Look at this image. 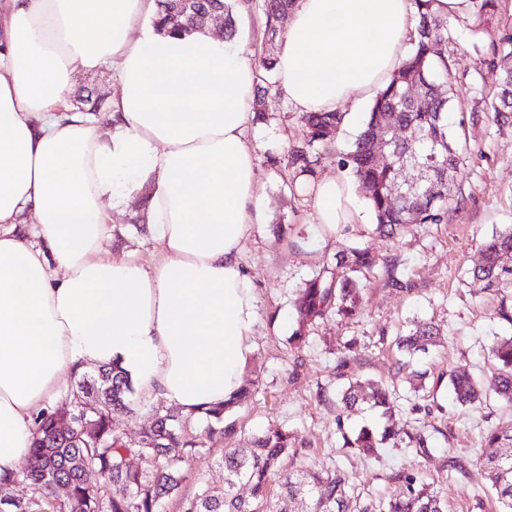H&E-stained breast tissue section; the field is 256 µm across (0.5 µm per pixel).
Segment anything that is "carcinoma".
Returning a JSON list of instances; mask_svg holds the SVG:
<instances>
[{
  "instance_id": "cac0c4a2",
  "label": "carcinoma",
  "mask_w": 512,
  "mask_h": 512,
  "mask_svg": "<svg viewBox=\"0 0 512 512\" xmlns=\"http://www.w3.org/2000/svg\"><path fill=\"white\" fill-rule=\"evenodd\" d=\"M415 15L412 49L387 85L380 90L368 112L363 129L339 165L348 170L358 191L372 210L376 232L393 238L411 224H443L448 215V196L459 163V135L448 130V110L455 101V88L448 82L447 46L453 32L448 18L433 9L435 0H410ZM250 9L265 19V29L276 38L279 22L295 0H248ZM239 0H159L157 23L171 32L190 34L204 31L206 17L224 16V36L237 31ZM269 88H257L253 102L254 120L265 119ZM486 110L497 119L512 120V68L504 69L501 90L484 100ZM345 113L307 112L301 116L303 140L290 147L292 164L304 174L314 173L313 152L326 136L344 123ZM388 133V151L395 153L386 164L374 156L378 131ZM482 263L469 270L492 292L512 284V226L498 231L482 244ZM382 259L355 249L348 259L337 260L342 272L325 270L306 283L295 302L297 327L288 343L305 338L306 327L317 318L334 313L341 318L356 314L361 276L370 273ZM440 340L439 328L424 320L414 322L409 332L397 338L400 350L411 355L427 353ZM491 352L496 394L512 402V336L494 340ZM448 383L456 401L474 405L481 392L468 368L450 373ZM135 388L121 368L99 366L77 374L67 393L77 415L70 433L55 428V408L44 409L34 421L32 443L25 468L11 480L29 488L25 512H161L171 496L178 498L179 512H446V502L421 470L399 472L395 479L403 490L389 499L363 501L350 491L337 468L314 470L299 467L279 470L283 456L297 453L298 436L279 427L250 434L242 448L224 451V486L201 484L194 494H181L185 476L181 463L201 454L206 443L235 430L227 418L233 407L250 394L243 386L230 404L204 410L198 420L203 434H185L193 417L174 405H159L153 421L138 440L123 439L112 428V416L129 409ZM395 392L381 383L355 382L341 393L338 403L346 412L363 405L382 409L387 424L382 429L363 426L352 433L341 431L343 446L365 456H377L386 445H404L416 455L432 457L431 436L418 430L401 436L392 423ZM483 451L476 463L504 512H512V425L496 427L484 436ZM137 457L144 466L133 468L127 459ZM95 470L100 482L90 484L87 470ZM62 484L68 497L57 500L50 486ZM250 496L239 493L240 486Z\"/></svg>"
}]
</instances>
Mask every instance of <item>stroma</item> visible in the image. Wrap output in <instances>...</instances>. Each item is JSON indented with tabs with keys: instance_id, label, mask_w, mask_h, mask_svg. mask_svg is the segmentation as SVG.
<instances>
[{
	"instance_id": "1",
	"label": "stroma",
	"mask_w": 512,
	"mask_h": 512,
	"mask_svg": "<svg viewBox=\"0 0 512 512\" xmlns=\"http://www.w3.org/2000/svg\"><path fill=\"white\" fill-rule=\"evenodd\" d=\"M452 25L449 78L458 103L448 114V125L460 134L462 160L454 174L447 223L416 225L386 239L374 233V215L359 197L353 223L339 226L334 236L323 235L311 185L327 173L350 181L338 157L361 131L368 103L344 105L351 118L329 135L319 150L315 173L308 177L287 160L288 145L301 141L304 132L299 112L284 95L270 99L267 120L248 128L264 218L241 256L242 270L259 297L254 352L244 369L255 392L232 412L235 432L225 434L207 453L185 459L183 492H196L203 481L223 484L219 459L225 449L243 447L248 433L279 426L297 432L304 443L301 459H283V469L301 462L312 468L334 465L357 493L369 497L398 493L396 473L419 463L446 499L447 512H501L475 459L484 433L512 420V403L494 391L496 360L490 350L496 337L512 334V324L499 316L502 296L511 294L512 286L500 294L487 291L466 270L480 263L485 239L512 225V124L498 122L479 98L480 93L501 88L505 63L493 59L490 48L502 36L512 35V0H496L490 13L479 18L469 14ZM143 207L142 199H134L118 221L110 248L136 253L148 262L161 253L162 244L141 221ZM355 248L390 260V267H379L364 280L355 316L315 320L305 344L292 347L287 339L296 327L293 300L298 290ZM420 320L438 325L447 341L428 354L410 357L397 349L395 338ZM348 341L356 358L342 372L336 367V350ZM460 365L469 366L483 388L480 404L470 408L455 406L448 394L449 373ZM413 369L425 372L424 390L411 391ZM351 379L395 385L397 427L430 433L433 458L421 463L413 449L400 447L365 458L344 447L336 392ZM454 457L468 459L466 473L448 471Z\"/></svg>"
}]
</instances>
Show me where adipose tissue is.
Returning <instances> with one entry per match:
<instances>
[{"label":"adipose tissue","mask_w":512,"mask_h":512,"mask_svg":"<svg viewBox=\"0 0 512 512\" xmlns=\"http://www.w3.org/2000/svg\"><path fill=\"white\" fill-rule=\"evenodd\" d=\"M156 0H0V490L35 416L67 379L118 364L138 394L197 415L231 402L259 301L241 255L259 223L258 67L224 39L159 34ZM409 0H297L275 68L300 113L376 95L403 57ZM112 67L108 127L69 103ZM147 193L163 250L107 247ZM328 234L353 220L349 186L313 187Z\"/></svg>","instance_id":"1"}]
</instances>
